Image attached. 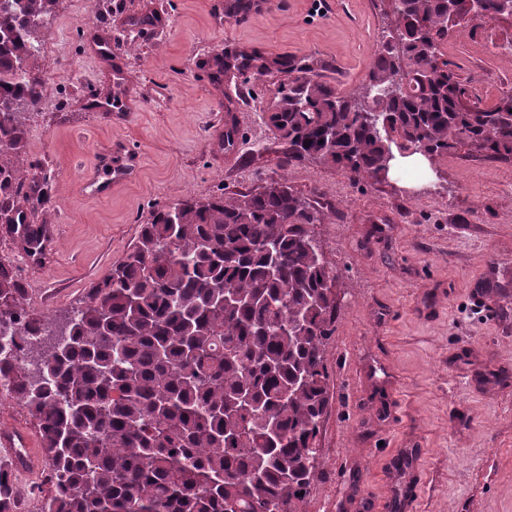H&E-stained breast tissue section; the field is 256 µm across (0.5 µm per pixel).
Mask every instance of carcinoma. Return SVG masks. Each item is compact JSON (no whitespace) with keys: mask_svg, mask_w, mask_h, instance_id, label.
I'll return each mask as SVG.
<instances>
[{"mask_svg":"<svg viewBox=\"0 0 512 512\" xmlns=\"http://www.w3.org/2000/svg\"><path fill=\"white\" fill-rule=\"evenodd\" d=\"M57 0H0V214L50 197L26 186V129L44 97L40 30ZM251 0H224L246 15ZM447 0H404L365 83L342 94L307 64L228 51L259 82L291 74L268 113L288 163L376 182L401 153L460 146L512 158V113L486 107L449 67ZM375 111L374 119L367 111ZM323 214L284 179L255 193L156 209L132 251L64 317L63 346H28L0 375L35 407L53 487L46 512H303L329 403L325 344L338 310L316 237ZM0 260V324L16 344L60 327L30 314ZM46 375L40 385L31 367ZM17 488L0 478V512Z\"/></svg>","mask_w":512,"mask_h":512,"instance_id":"carcinoma-1","label":"carcinoma"}]
</instances>
